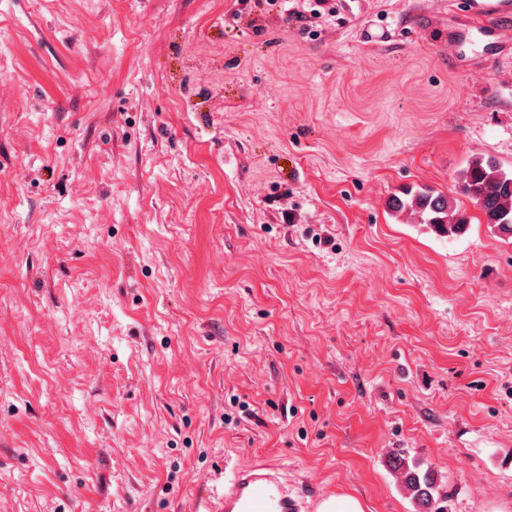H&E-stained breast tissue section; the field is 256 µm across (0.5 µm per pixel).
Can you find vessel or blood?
<instances>
[{"label": "vessel or blood", "instance_id": "obj_1", "mask_svg": "<svg viewBox=\"0 0 512 512\" xmlns=\"http://www.w3.org/2000/svg\"><path fill=\"white\" fill-rule=\"evenodd\" d=\"M466 37L484 45L502 36L501 20H512V0H470ZM317 500L288 484L283 473L268 465H255L236 473L224 489L223 512H317Z\"/></svg>", "mask_w": 512, "mask_h": 512}]
</instances>
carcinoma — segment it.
I'll list each match as a JSON object with an SVG mask.
<instances>
[{"instance_id":"1","label":"carcinoma","mask_w":512,"mask_h":512,"mask_svg":"<svg viewBox=\"0 0 512 512\" xmlns=\"http://www.w3.org/2000/svg\"><path fill=\"white\" fill-rule=\"evenodd\" d=\"M459 188L482 211L494 231L512 238V168L505 169L491 158L474 157L460 173ZM405 196V200L396 198L392 208L415 212L420 223L437 235L455 238L466 229L468 217L449 196L427 187L408 190ZM395 469L402 489L418 507L417 512H441L437 507L439 486L429 472L421 473L418 467L402 460Z\"/></svg>"}]
</instances>
